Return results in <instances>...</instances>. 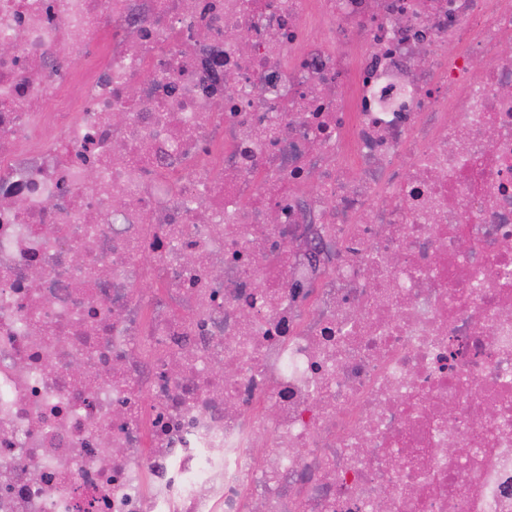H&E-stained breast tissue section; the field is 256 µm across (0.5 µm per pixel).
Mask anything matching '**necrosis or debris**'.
Segmentation results:
<instances>
[{"label":"necrosis or debris","mask_w":512,"mask_h":512,"mask_svg":"<svg viewBox=\"0 0 512 512\" xmlns=\"http://www.w3.org/2000/svg\"><path fill=\"white\" fill-rule=\"evenodd\" d=\"M0 512H512V0H0Z\"/></svg>","instance_id":"obj_1"}]
</instances>
